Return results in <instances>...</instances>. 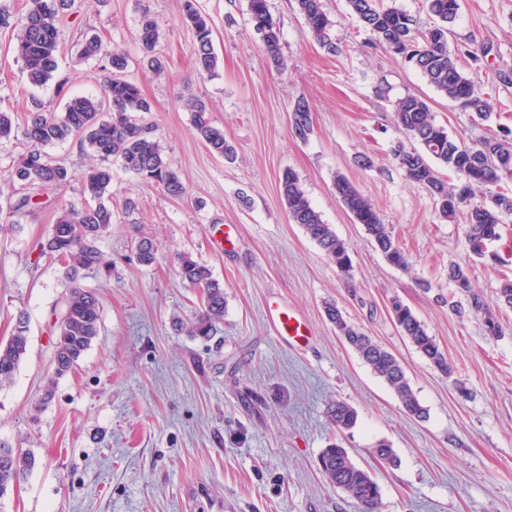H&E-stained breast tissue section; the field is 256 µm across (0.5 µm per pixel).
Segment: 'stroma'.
<instances>
[{
    "instance_id": "1",
    "label": "stroma",
    "mask_w": 512,
    "mask_h": 512,
    "mask_svg": "<svg viewBox=\"0 0 512 512\" xmlns=\"http://www.w3.org/2000/svg\"><path fill=\"white\" fill-rule=\"evenodd\" d=\"M213 27L218 65L194 71L195 37L181 20L182 0H72L63 11L66 50L55 85H29L23 64L0 30V110L22 127L33 102L62 112L70 95H102L97 61L70 47L99 35L129 59L127 79L151 102L164 154L186 187L184 198L112 168L110 231L99 242L110 270L87 274L101 301V332L77 365L59 378L47 406L39 401L51 371L63 312L61 267L40 245L62 206L83 201L80 181L38 191L30 208L9 212L10 169L27 143L0 139V342L18 313L29 318L28 352L10 385L0 388V441L31 450L37 465L0 499V512H357L329 486L318 457L335 430L330 402L358 414L344 445L381 492V512H512V310L499 311L502 333L487 335L480 315L448 304L452 263H469L475 290L493 300L512 274V216L489 258L470 254L465 227L439 220L425 188L409 182L391 148L402 134L393 104L408 93L428 99L451 135L470 138L472 113L441 96L400 57L372 45L346 0H325L332 36L328 54L314 40L295 0H269L280 29V56L266 54L248 0H197ZM450 46L474 52L468 72L478 85L492 68H512V0H459ZM161 24L157 52L168 60L155 75L143 60V13ZM192 92L237 150L235 161L211 155L178 103ZM306 99L313 130L300 139L289 119ZM373 165L361 167L359 157ZM298 176L312 206L349 246L351 271L336 266L280 199L284 170ZM346 176L375 204L413 265L391 266L372 246L334 190ZM137 204L122 208L124 200ZM234 241L217 250L212 227ZM151 237L158 261L138 264L134 246ZM189 253L224 287V322L216 336L178 332L200 292L177 274ZM427 288H419V281ZM408 304L453 368L438 373L394 325L392 297ZM288 306L311 328L309 347L281 345L265 315L268 302ZM344 315L401 360L427 415L406 416L392 389L340 340L324 306ZM467 395H460L459 387ZM391 443L396 464L375 459Z\"/></svg>"
}]
</instances>
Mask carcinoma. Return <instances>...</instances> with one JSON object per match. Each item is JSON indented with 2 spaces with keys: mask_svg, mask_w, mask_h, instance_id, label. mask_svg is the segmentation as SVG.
I'll return each instance as SVG.
<instances>
[{
  "mask_svg": "<svg viewBox=\"0 0 512 512\" xmlns=\"http://www.w3.org/2000/svg\"><path fill=\"white\" fill-rule=\"evenodd\" d=\"M65 0H26L25 11L15 16L0 6V29L15 32L14 51L23 62L29 83L43 87L58 71V54L64 39L59 20V5ZM437 22L425 29L416 27L411 15L398 8L394 0H347L351 13L364 31L389 52L416 68L438 93L472 113L483 122L497 112L496 102L481 92L459 65V56L468 50L452 49L448 34L458 12V0H426ZM297 7L316 42L331 55L342 50L331 38L333 22L324 10L323 0H297ZM254 28L261 36L265 52L279 55V29L269 9L268 0H249ZM182 21L195 35L194 64L199 75L211 74L218 58L213 46L209 18L197 6V0H183ZM160 37L158 21L142 15L139 40L147 65L160 73L165 67L156 53ZM76 54L84 60L94 59L103 72L104 97L73 96L64 112L57 116L36 103L25 117L23 136L27 148L12 166V179L21 197L12 206L17 212L33 204V191L60 187L79 177L84 204L62 208L40 255H48L61 265L64 288V314L57 327L52 356V372L44 389L41 404L53 397L56 380L71 371L99 336L101 309L96 293L80 284L83 272L107 269L112 261L100 250L98 242L114 223L112 209V162L124 170L159 186L167 195L180 198L185 187L163 154L156 138V126L145 119L151 112L149 101L140 89L124 79L128 59L108 49L97 35L76 44ZM182 107L191 113L192 128L209 152L226 161L234 160L235 147L224 138V128L211 119L204 100L196 96L180 97ZM397 126L410 144L399 141L392 148L393 159L407 180L424 186L432 196L439 219L450 222L463 218L468 250L478 258L486 257V244L501 237L503 218L512 215V195L499 190L501 182L512 181V131L487 128L475 141L452 138L445 126L436 122L426 99L408 93L394 104ZM290 124L302 139L312 130L311 112L303 98L295 102ZM80 136L81 148L89 149L98 163L81 174L55 163L46 148ZM453 172L457 180L449 183L438 168ZM336 195L354 220L363 225L370 242L392 265L408 271V255L393 236L371 199L347 178L334 180ZM279 193L289 220L300 225L343 274H348L351 260L348 247L332 225L323 221L315 210L298 176L290 169L279 177ZM139 264L157 262V249L151 238L143 236L136 244ZM182 280L200 290L201 307L189 324L176 322L188 336L210 337L224 323V288L213 279L211 270L189 254L177 256ZM456 293L465 297L471 310L483 315L485 330L497 336L502 329L490 306L472 286L470 267L455 263L448 271ZM496 304L512 308V278L505 276L495 290ZM390 313L399 333L443 376L452 375L448 357L434 337L402 300L390 301ZM326 317L339 336L371 371L394 391L405 415L415 419L426 416L417 394L395 354L369 336L360 326L347 320L336 304L326 306ZM28 324L25 314L17 318L14 331L6 343H0V387L10 383L27 352ZM336 429V442L323 449L319 469L330 486L341 490L357 504L359 512H380L381 493L371 474L353 462L341 437L357 423V411L347 402H331L326 411ZM32 452L13 448L0 441V499L35 468Z\"/></svg>",
  "mask_w": 512,
  "mask_h": 512,
  "instance_id": "obj_1",
  "label": "carcinoma"
}]
</instances>
